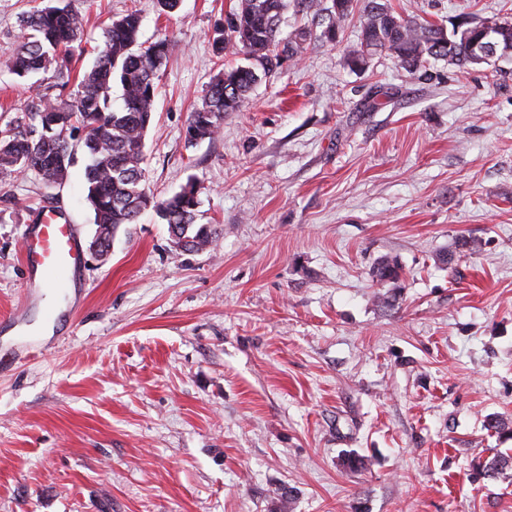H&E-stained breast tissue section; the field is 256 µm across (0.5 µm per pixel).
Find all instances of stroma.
I'll return each instance as SVG.
<instances>
[{
  "mask_svg": "<svg viewBox=\"0 0 512 512\" xmlns=\"http://www.w3.org/2000/svg\"><path fill=\"white\" fill-rule=\"evenodd\" d=\"M238 0H68L72 72L110 19L171 39L145 186L187 179L216 245L172 247L154 212L95 233L81 175L0 184V512H512V60L429 78L358 28L312 41L218 137L185 141ZM404 16L512 21V0H389ZM33 0H0V127L45 94L10 70ZM77 224L73 286L30 285L27 225ZM481 243L469 251L466 241ZM384 258L399 287L377 283Z\"/></svg>",
  "mask_w": 512,
  "mask_h": 512,
  "instance_id": "obj_1",
  "label": "stroma"
}]
</instances>
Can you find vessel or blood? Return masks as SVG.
<instances>
[{
  "label": "vessel or blood",
  "instance_id": "1",
  "mask_svg": "<svg viewBox=\"0 0 512 512\" xmlns=\"http://www.w3.org/2000/svg\"><path fill=\"white\" fill-rule=\"evenodd\" d=\"M23 254L25 266L40 279L62 285L83 266V252L75 225L56 207H46L35 225L27 228Z\"/></svg>",
  "mask_w": 512,
  "mask_h": 512
}]
</instances>
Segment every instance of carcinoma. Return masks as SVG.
I'll use <instances>...</instances> for the list:
<instances>
[{"label": "carcinoma", "instance_id": "carcinoma-1", "mask_svg": "<svg viewBox=\"0 0 512 512\" xmlns=\"http://www.w3.org/2000/svg\"><path fill=\"white\" fill-rule=\"evenodd\" d=\"M238 0L216 31L217 56H243L248 64L225 63L207 87L200 106L189 116L185 140L194 145L213 140L224 115L237 112L253 88L272 76L284 60H298L309 47L311 33L299 27L283 40L282 16L292 5L297 12L321 22L319 38L334 42L344 32L355 11L359 16V49L350 53L352 68L367 65L374 53L395 56L411 74L430 63L444 61L458 68L487 64L491 59L474 49L484 32H492L497 51L512 49V21L460 17L451 28L405 19L387 0ZM84 18L61 0H48L23 18L24 43L12 63L20 78L31 73L71 72L74 42ZM141 16L132 10L105 26L104 47L90 70L77 77L68 95H43L27 112L29 122L0 130V177L32 171L49 185H60L77 163V152L87 162L83 168L85 200L93 212L100 252L107 253L118 229L135 224L153 209L176 229L182 251L199 253L214 245L220 232L215 224H200L197 184L188 180L175 194L158 199L144 185V149L154 123L158 97V72L173 50L167 38L147 47L140 43ZM121 88L122 105H112L113 86ZM380 283L398 285L401 268L385 259L372 271Z\"/></svg>", "mask_w": 512, "mask_h": 512}]
</instances>
